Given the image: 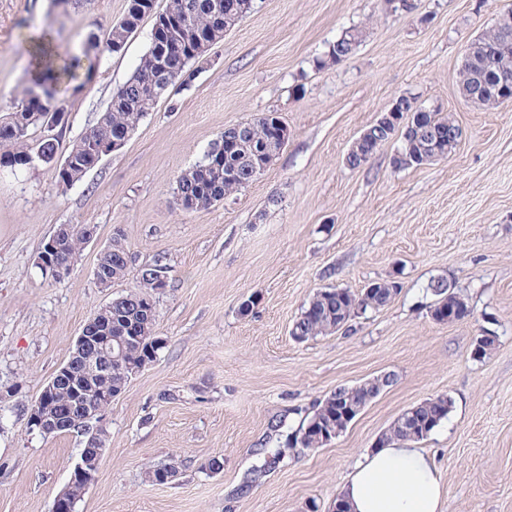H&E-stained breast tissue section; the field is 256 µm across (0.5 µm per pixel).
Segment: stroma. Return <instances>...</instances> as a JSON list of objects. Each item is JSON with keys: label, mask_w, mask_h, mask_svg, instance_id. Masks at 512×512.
Here are the masks:
<instances>
[{"label": "stroma", "mask_w": 512, "mask_h": 512, "mask_svg": "<svg viewBox=\"0 0 512 512\" xmlns=\"http://www.w3.org/2000/svg\"><path fill=\"white\" fill-rule=\"evenodd\" d=\"M254 0V8L190 69L188 87L160 102L127 144L82 181L58 187L47 167L0 171V512H51L84 439L29 431L24 407L67 360L84 324L132 286L100 287L93 270L115 233L132 269L165 257L156 298L165 346L107 412V452L75 512H331L360 456L405 410L441 393L454 407L421 446L441 476L444 512H512V104L465 101L458 70L468 42L512 0ZM128 0H0V116L29 84L30 37L49 31L56 55L103 33ZM144 19L123 52L90 58L81 88L60 94L68 147L106 110L150 43ZM358 28L345 61L317 68L330 43ZM453 115L448 157L395 168L400 143L353 169L354 139L398 97ZM276 112L288 141L249 185L187 212L177 177L224 128ZM63 224H91L93 241L62 282L39 252ZM443 278L469 317L441 324L428 289ZM396 280L384 309L295 342L290 331L322 288L354 291ZM253 300L249 312L241 305ZM495 336L481 359L477 336ZM390 373L338 438L289 448L288 434L336 387ZM284 457L258 479L265 452ZM220 473L205 471L211 457ZM179 461L171 483L148 469Z\"/></svg>", "instance_id": "35a3bbf8"}]
</instances>
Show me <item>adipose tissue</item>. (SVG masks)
Returning a JSON list of instances; mask_svg holds the SVG:
<instances>
[{"mask_svg": "<svg viewBox=\"0 0 512 512\" xmlns=\"http://www.w3.org/2000/svg\"><path fill=\"white\" fill-rule=\"evenodd\" d=\"M340 497L349 512H442L437 467L411 440L391 441L365 455Z\"/></svg>", "mask_w": 512, "mask_h": 512, "instance_id": "ef3b65f1", "label": "adipose tissue"}]
</instances>
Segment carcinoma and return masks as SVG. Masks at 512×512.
I'll use <instances>...</instances> for the list:
<instances>
[{
	"label": "carcinoma",
	"mask_w": 512,
	"mask_h": 512,
	"mask_svg": "<svg viewBox=\"0 0 512 512\" xmlns=\"http://www.w3.org/2000/svg\"><path fill=\"white\" fill-rule=\"evenodd\" d=\"M150 0H129L127 11L103 35L90 32L86 43L88 48L101 54L113 53V46L124 43L134 33L142 21L141 8L148 7ZM162 13L167 19L162 36L150 38V45L141 57L135 72L112 92L110 105L101 114L98 121L88 131L72 141L66 150L80 165L91 163L97 155V148L104 144H112V136L124 128L139 125L143 117L162 102L172 98L178 88L187 84L185 74L188 66L203 64L208 61L209 53L194 55L190 49L195 43L223 41L224 28L216 25V14H224V0H167ZM512 37V8L505 10L499 17L494 28L473 39L465 50L458 72L459 87L476 99V104L488 107L502 105L500 95L489 88L500 72L512 74V50L501 49L504 37ZM362 32L351 28L345 32L344 38L336 39L330 45L326 62L340 63L353 54L355 46L360 42ZM80 60L75 58L69 66L61 70H48L43 78L34 82L43 92L42 101H28L27 107L9 115L0 121V166H26V158L36 153L52 157L58 154L59 138L34 137L41 124L32 121L40 113L58 105L55 86L60 81H73L78 78L76 69ZM28 122L25 131L14 134L18 118ZM422 123L418 129L429 133V136H417V129L403 125L400 132L402 153L409 159V166L417 167L428 161L436 151L447 149L448 129H459L451 115L440 112H425L419 116ZM281 121L275 112H269L250 121L241 122L224 129L210 145L215 149L224 144V140L239 142L238 150L216 155L203 167L192 166L182 172L176 181V192L183 198L193 200L195 209H207L213 204L224 200L229 195L254 180L252 171L264 158L279 152L283 145L272 146L274 122ZM376 132H371L354 142L349 155L350 167L358 168L374 158L381 143ZM59 187L67 189L84 178L81 169L55 171ZM63 247L61 259L75 261L83 244V227L79 224L61 226ZM97 266L105 273L109 282L114 283L125 279L131 273L130 257L122 243L121 236L112 238V249L101 252ZM376 291L372 294L354 293L348 289L330 288L319 290L310 299L300 316L293 324L294 334L303 340L335 332L345 326L353 316L358 314L357 307L363 310H380L389 305L401 292V285L393 280L373 282ZM429 289L437 297V305L458 307V317L463 319L470 313L469 307L457 292H448V284L437 280L430 284ZM148 292L144 285H136L127 292L112 298V310L100 316L101 324L112 323V335L125 336L127 325L121 317L128 316L143 326L139 339L131 343L127 350V359L137 362L163 349L156 333V318L146 321L139 318L141 309L151 307L142 299ZM127 384L117 369H112V378L93 381L87 391V397L94 398L100 390H112L122 393ZM380 380L374 378L340 391L343 403L350 410L366 407L381 392ZM74 403L70 388L61 386L48 397L45 410L49 413L62 414L72 410ZM454 401L448 394H440L429 398L416 406V413L421 416L422 431L415 439H426L447 418L453 408ZM320 421L336 425V406L330 404V398L319 405L314 414L308 417L306 426Z\"/></svg>",
	"instance_id": "1"
}]
</instances>
